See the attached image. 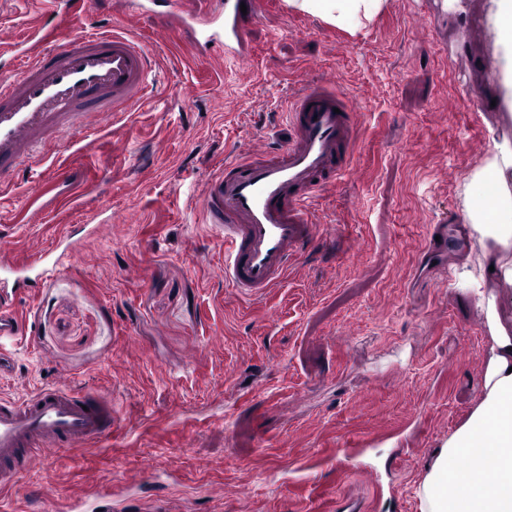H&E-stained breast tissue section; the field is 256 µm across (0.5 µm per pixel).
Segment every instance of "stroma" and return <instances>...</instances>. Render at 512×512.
<instances>
[{
	"instance_id": "obj_1",
	"label": "stroma",
	"mask_w": 512,
	"mask_h": 512,
	"mask_svg": "<svg viewBox=\"0 0 512 512\" xmlns=\"http://www.w3.org/2000/svg\"><path fill=\"white\" fill-rule=\"evenodd\" d=\"M48 3L0 0V37L25 43ZM489 10L388 0L349 32L267 0L243 64L198 56L130 0L91 26L70 16L71 35L127 27L161 67L118 124L88 129L89 148L61 137L0 193L24 259L99 226L19 303L32 338L11 346L0 396L64 382L109 399L116 421L24 476L6 512H58L108 484L132 493L114 512H324L343 493L420 512L414 487L479 404L492 355L464 290L483 240L461 231L472 175L512 141ZM312 83L356 109V166L314 203L328 246L244 300L215 273L224 244L199 200L225 160L283 141L286 104ZM66 170L80 181L45 192ZM431 224L462 245L426 254Z\"/></svg>"
}]
</instances>
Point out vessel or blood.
<instances>
[{
	"label": "vessel or blood",
	"instance_id": "b4317fda",
	"mask_svg": "<svg viewBox=\"0 0 512 512\" xmlns=\"http://www.w3.org/2000/svg\"><path fill=\"white\" fill-rule=\"evenodd\" d=\"M172 27L191 31L193 48L248 61V22L263 12V0H214L204 17L168 0ZM53 18L34 34L25 61L0 73V184L28 164L39 146L73 131L81 119L99 124L141 100L153 73L152 57L126 32L85 34L53 43ZM285 120L290 136L276 149L252 151L225 162L207 182L200 208L224 242L217 275L241 296L266 297L292 262L317 240L311 216L319 193L353 170L357 118L333 88L306 85L290 100ZM58 259L19 260L9 234H0V346L14 342L22 326L13 303L58 266ZM115 419L99 394L66 384L24 399L0 397V491L58 449L106 438ZM65 512H112L111 495L75 497Z\"/></svg>",
	"mask_w": 512,
	"mask_h": 512
}]
</instances>
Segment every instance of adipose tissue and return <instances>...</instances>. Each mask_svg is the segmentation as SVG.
<instances>
[{"instance_id": "ef3b65f1", "label": "adipose tissue", "mask_w": 512, "mask_h": 512, "mask_svg": "<svg viewBox=\"0 0 512 512\" xmlns=\"http://www.w3.org/2000/svg\"><path fill=\"white\" fill-rule=\"evenodd\" d=\"M386 0H288L297 11L345 30L364 27ZM488 22L498 52L497 102L512 110V0H492ZM468 209L481 218L487 238L480 272L470 291L485 312L493 341L484 374L482 399L451 434L433 464L417 482L420 512H512V327L501 314L512 309V145H496L493 156L468 184ZM500 286L485 296V280ZM468 455L469 471L452 462Z\"/></svg>"}]
</instances>
